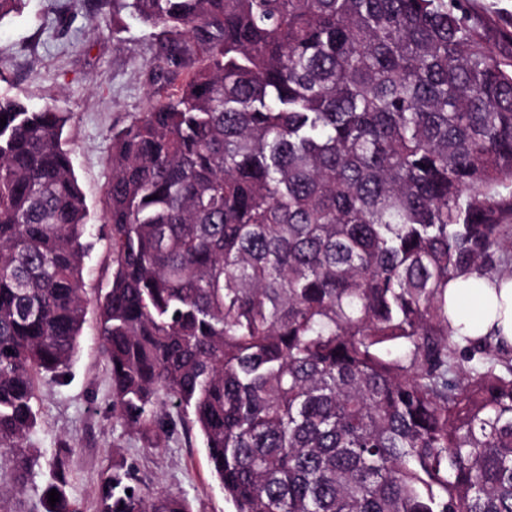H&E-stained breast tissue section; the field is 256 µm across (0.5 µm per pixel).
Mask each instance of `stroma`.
Segmentation results:
<instances>
[{
	"mask_svg": "<svg viewBox=\"0 0 512 512\" xmlns=\"http://www.w3.org/2000/svg\"><path fill=\"white\" fill-rule=\"evenodd\" d=\"M155 54L152 28L127 13L113 18L103 0H25L20 12L0 21V93L68 113L64 135L94 241L84 272L88 304L79 345L64 378L40 386V427L32 442L47 459L59 441L71 446L68 495L76 512H95L101 475L119 460L136 468L142 487L184 498L191 512H235L211 473L197 430L177 425L155 451L112 415L96 304L111 279L103 224L110 135L163 97L149 80ZM43 485L38 474L19 483L9 460L0 461V512H35Z\"/></svg>",
	"mask_w": 512,
	"mask_h": 512,
	"instance_id": "35a3bbf8",
	"label": "stroma"
}]
</instances>
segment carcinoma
Wrapping results in <instances>:
<instances>
[{
    "label": "carcinoma",
    "mask_w": 512,
    "mask_h": 512,
    "mask_svg": "<svg viewBox=\"0 0 512 512\" xmlns=\"http://www.w3.org/2000/svg\"><path fill=\"white\" fill-rule=\"evenodd\" d=\"M186 80L112 130L97 299L112 414L171 404L236 512H512V346L448 284L512 280V54L467 0H112ZM0 459L85 320L69 115L0 94ZM59 443L39 512H72ZM56 490L52 506L47 493ZM131 493H126V490ZM98 512H190L119 462Z\"/></svg>",
    "instance_id": "1"
}]
</instances>
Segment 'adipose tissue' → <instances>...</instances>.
<instances>
[{
    "label": "adipose tissue",
    "instance_id": "obj_1",
    "mask_svg": "<svg viewBox=\"0 0 512 512\" xmlns=\"http://www.w3.org/2000/svg\"><path fill=\"white\" fill-rule=\"evenodd\" d=\"M448 316L467 336L478 338L497 331L512 346V280L498 287L475 277L452 282Z\"/></svg>",
    "mask_w": 512,
    "mask_h": 512
}]
</instances>
